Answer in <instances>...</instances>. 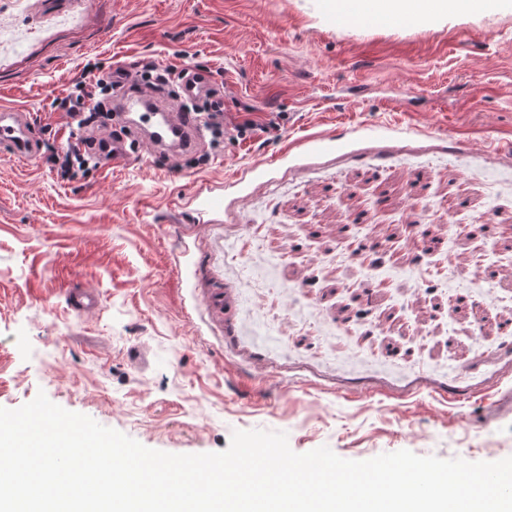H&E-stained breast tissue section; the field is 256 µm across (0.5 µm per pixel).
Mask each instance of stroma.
Returning <instances> with one entry per match:
<instances>
[{"label": "stroma", "instance_id": "stroma-1", "mask_svg": "<svg viewBox=\"0 0 512 512\" xmlns=\"http://www.w3.org/2000/svg\"><path fill=\"white\" fill-rule=\"evenodd\" d=\"M183 54L283 130L73 182L0 157V407L42 391L175 454L266 429L512 456V0L350 27L324 0H0V101L49 144L87 62Z\"/></svg>", "mask_w": 512, "mask_h": 512}]
</instances>
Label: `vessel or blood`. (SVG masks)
Masks as SVG:
<instances>
[{
	"instance_id": "vessel-or-blood-1",
	"label": "vessel or blood",
	"mask_w": 512,
	"mask_h": 512,
	"mask_svg": "<svg viewBox=\"0 0 512 512\" xmlns=\"http://www.w3.org/2000/svg\"><path fill=\"white\" fill-rule=\"evenodd\" d=\"M177 103L141 91H129L114 99L112 106L154 151L174 155L196 149L202 140L195 115L179 112ZM36 153V135L26 111L16 105L1 104L0 155L26 160Z\"/></svg>"
}]
</instances>
